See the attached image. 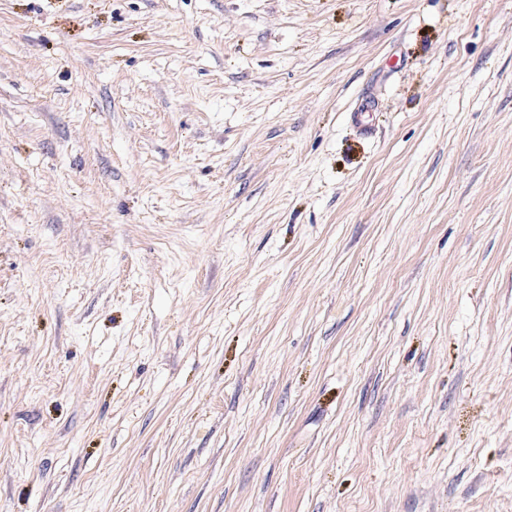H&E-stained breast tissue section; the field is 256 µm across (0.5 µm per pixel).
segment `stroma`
<instances>
[{
  "instance_id": "obj_1",
  "label": "stroma",
  "mask_w": 512,
  "mask_h": 512,
  "mask_svg": "<svg viewBox=\"0 0 512 512\" xmlns=\"http://www.w3.org/2000/svg\"><path fill=\"white\" fill-rule=\"evenodd\" d=\"M0 512H512V0H0Z\"/></svg>"
}]
</instances>
